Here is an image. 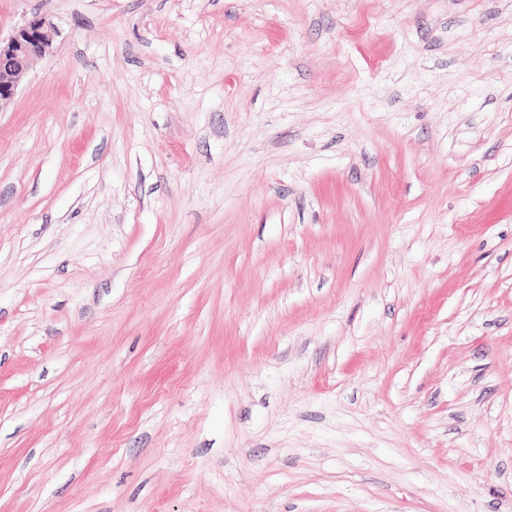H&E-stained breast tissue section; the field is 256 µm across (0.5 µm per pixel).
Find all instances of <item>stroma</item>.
<instances>
[{
  "label": "stroma",
  "mask_w": 512,
  "mask_h": 512,
  "mask_svg": "<svg viewBox=\"0 0 512 512\" xmlns=\"http://www.w3.org/2000/svg\"><path fill=\"white\" fill-rule=\"evenodd\" d=\"M0 512H512V0H0ZM54 27L34 16L15 28L8 40L0 39V110L14 98L31 63L51 52Z\"/></svg>",
  "instance_id": "35a3bbf8"
}]
</instances>
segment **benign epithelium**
Returning a JSON list of instances; mask_svg holds the SVG:
<instances>
[{"mask_svg":"<svg viewBox=\"0 0 512 512\" xmlns=\"http://www.w3.org/2000/svg\"><path fill=\"white\" fill-rule=\"evenodd\" d=\"M53 31L46 18L34 16L0 40V109L13 100L31 63L51 52Z\"/></svg>","mask_w":512,"mask_h":512,"instance_id":"obj_1","label":"benign epithelium"}]
</instances>
